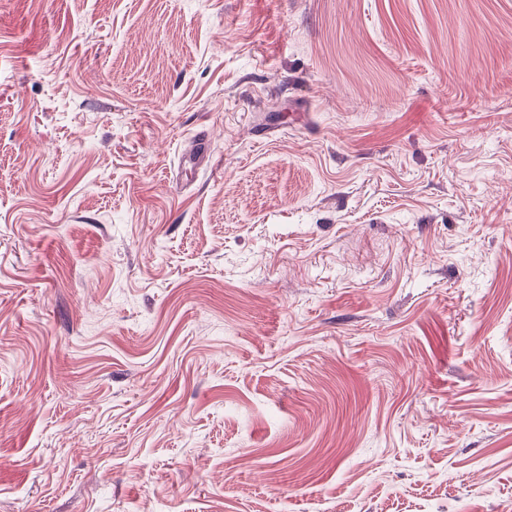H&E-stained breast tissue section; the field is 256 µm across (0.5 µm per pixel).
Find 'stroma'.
Returning a JSON list of instances; mask_svg holds the SVG:
<instances>
[{
	"label": "stroma",
	"mask_w": 512,
	"mask_h": 512,
	"mask_svg": "<svg viewBox=\"0 0 512 512\" xmlns=\"http://www.w3.org/2000/svg\"><path fill=\"white\" fill-rule=\"evenodd\" d=\"M0 512H512V0H0Z\"/></svg>",
	"instance_id": "1"
}]
</instances>
